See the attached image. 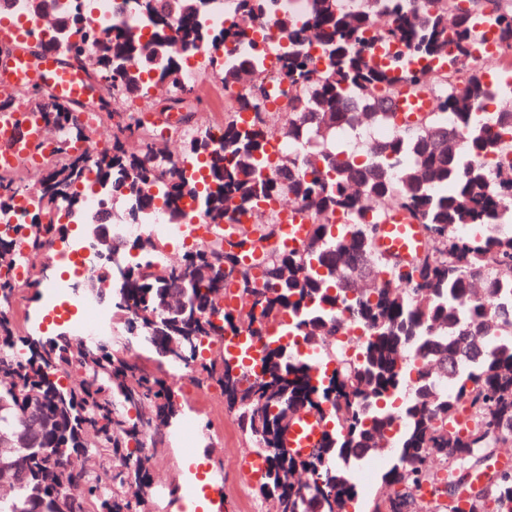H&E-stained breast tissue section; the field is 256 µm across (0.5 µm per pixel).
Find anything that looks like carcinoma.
Returning a JSON list of instances; mask_svg holds the SVG:
<instances>
[{"mask_svg":"<svg viewBox=\"0 0 512 512\" xmlns=\"http://www.w3.org/2000/svg\"><path fill=\"white\" fill-rule=\"evenodd\" d=\"M276 0H236L234 20L205 22L204 0H147L138 13L148 38L115 26L100 38L85 10L63 33L32 49L60 50L88 79H109L112 144L71 151L92 130L76 119L94 101L59 100L32 86L0 98V113L25 105L59 134L30 206L15 174L0 171V215L18 223L0 232V268L26 251L27 287L46 280L42 253L67 235L61 217L98 224L80 190L85 172L112 201V220L141 224L146 214L184 224L181 201L192 193L211 237L177 262L159 263L164 243L145 231L122 242L138 252L87 283L112 289V325L131 336L112 340L26 332L10 312L14 286L0 281V474L13 486L0 512H153L151 467L181 414L171 387L139 365L142 337L162 363L199 362L201 384L215 385L267 462L259 493L273 512H349L359 500L352 464L366 451L393 449L394 462L361 512H512V0H311L295 19ZM273 24L282 80L260 75L263 29ZM493 30L504 75L487 79L476 59L483 29ZM403 46L412 60L373 47ZM315 48L314 56L309 49ZM204 52L200 73L247 90L224 112L222 138L203 121L197 84L184 58ZM160 112L184 111L179 154L127 100ZM423 94L431 109L397 122L392 104ZM284 99L271 112L269 97ZM254 112L240 124L239 113ZM389 134L363 142L360 132ZM290 146L271 161L266 144ZM300 205L308 233L297 249L270 245L285 200ZM395 212L419 224L426 249L395 262L375 245ZM250 213L246 226L238 216ZM237 303L224 307L226 276ZM365 328L352 340L348 320ZM291 321L308 352L276 337L264 341L262 371L202 355L212 337L237 336L258 321ZM356 345H351V342ZM302 409L326 418L321 447L299 455L282 447V428ZM98 459L86 470L79 461Z\"/></svg>","mask_w":512,"mask_h":512,"instance_id":"cac0c4a2","label":"carcinoma"}]
</instances>
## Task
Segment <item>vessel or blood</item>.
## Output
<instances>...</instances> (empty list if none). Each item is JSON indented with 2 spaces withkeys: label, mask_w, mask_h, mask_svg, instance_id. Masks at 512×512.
<instances>
[{
  "label": "vessel or blood",
  "mask_w": 512,
  "mask_h": 512,
  "mask_svg": "<svg viewBox=\"0 0 512 512\" xmlns=\"http://www.w3.org/2000/svg\"><path fill=\"white\" fill-rule=\"evenodd\" d=\"M43 80L50 83L58 95L80 98L85 94L82 74L70 67L60 65L56 57L47 56L39 60L16 53L0 58V89L19 91L31 82ZM45 131L39 121L31 120L21 126L0 125V168L13 165L17 155L28 153L32 141L43 139ZM307 227L299 218H289L280 228L279 242L282 246L293 248L304 239ZM381 251L397 253L402 256L423 249L424 241L416 225L396 217L386 224L384 233L378 241ZM261 347L259 340L253 337L240 338L233 350L234 357L240 358L246 371H254V362ZM325 422L314 412L303 411L296 415L283 434V445L297 453H307L317 447ZM267 470L265 459L252 454L239 462V471L250 483L262 481Z\"/></svg>",
  "instance_id": "obj_1"
}]
</instances>
